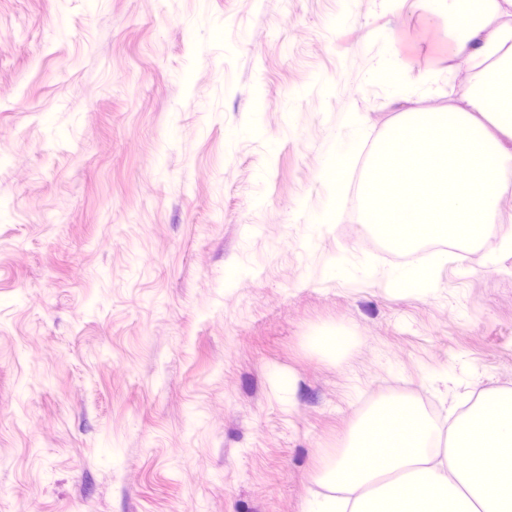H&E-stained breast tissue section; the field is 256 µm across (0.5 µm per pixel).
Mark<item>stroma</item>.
I'll list each match as a JSON object with an SVG mask.
<instances>
[{
	"label": "stroma",
	"mask_w": 512,
	"mask_h": 512,
	"mask_svg": "<svg viewBox=\"0 0 512 512\" xmlns=\"http://www.w3.org/2000/svg\"><path fill=\"white\" fill-rule=\"evenodd\" d=\"M388 0H0V512H302L391 394L432 414L512 392V251L454 240L427 295L386 278L355 197L402 109L358 82L393 31L417 75L448 31ZM366 116L335 140L340 113ZM368 260L364 283L327 272ZM346 325L343 361L308 338ZM111 446L119 464L105 460ZM353 156L351 154H340L332 156L326 173V181L331 193V206L327 212L316 219V224H336L342 221L345 211L346 183L342 177L344 170L351 165Z\"/></svg>",
	"instance_id": "1"
}]
</instances>
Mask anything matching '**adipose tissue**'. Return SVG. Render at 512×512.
I'll use <instances>...</instances> for the list:
<instances>
[{"label": "adipose tissue", "mask_w": 512, "mask_h": 512, "mask_svg": "<svg viewBox=\"0 0 512 512\" xmlns=\"http://www.w3.org/2000/svg\"><path fill=\"white\" fill-rule=\"evenodd\" d=\"M424 8L429 17L448 18L452 31L448 68L415 78L385 55L370 64V77L389 82L399 102L422 92L445 95L464 74L469 84L459 103L447 109L400 113L398 123L374 145L355 206L366 229L404 223L399 209L384 208L380 202L388 172H409L410 191L421 195L433 177L425 157L440 154L450 168L469 173L465 182L449 185L444 223L467 224L481 232L491 205L512 195V112L500 106L501 77L512 72V0H426ZM351 162L348 154L331 157L326 173L331 205L319 216V223L342 220L346 201L342 174Z\"/></svg>", "instance_id": "adipose-tissue-1"}]
</instances>
